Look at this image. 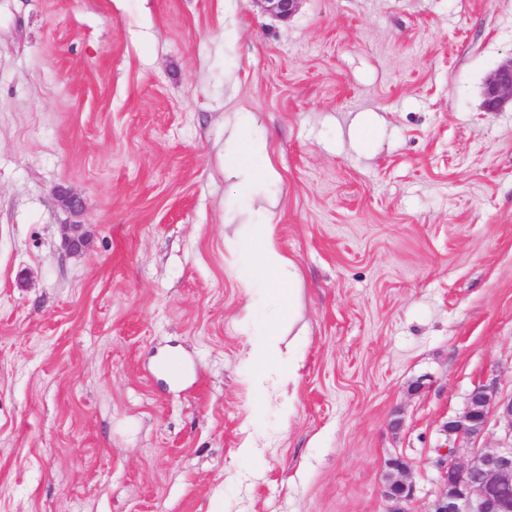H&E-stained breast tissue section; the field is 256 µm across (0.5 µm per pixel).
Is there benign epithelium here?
I'll use <instances>...</instances> for the list:
<instances>
[{
  "label": "benign epithelium",
  "mask_w": 512,
  "mask_h": 512,
  "mask_svg": "<svg viewBox=\"0 0 512 512\" xmlns=\"http://www.w3.org/2000/svg\"><path fill=\"white\" fill-rule=\"evenodd\" d=\"M270 15L286 21L299 9L301 0H256ZM512 102V58L493 68L482 91V108L498 112ZM68 247L79 252L87 246L81 224L64 228ZM503 419L507 428L499 446L479 450L465 463L455 460L462 440L481 437L492 419ZM445 444L437 448L436 461L442 490L426 512H512V397L497 399L487 385L470 392L462 415L443 425ZM407 464L399 457L387 463L383 475L384 498L391 512H402L414 498V488L404 479Z\"/></svg>",
  "instance_id": "1"
}]
</instances>
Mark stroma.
I'll use <instances>...</instances> for the list:
<instances>
[{
	"instance_id": "35a3bbf8",
	"label": "stroma",
	"mask_w": 512,
	"mask_h": 512,
	"mask_svg": "<svg viewBox=\"0 0 512 512\" xmlns=\"http://www.w3.org/2000/svg\"><path fill=\"white\" fill-rule=\"evenodd\" d=\"M511 56L512 0H0V512H388L396 456L426 512L443 424L512 394ZM302 0H256L261 8L270 15L287 21L299 9ZM482 99L486 112L500 111L512 102V56L489 72L483 84ZM262 239L265 241V247L253 260L252 269L255 275L261 276L268 282L273 297L280 304L274 323L266 330L267 340L262 354V357H266L279 352L278 342L281 330L287 323L288 330L292 326L296 290L294 287L299 280V273L295 265L278 252L267 230H264Z\"/></svg>"
}]
</instances>
